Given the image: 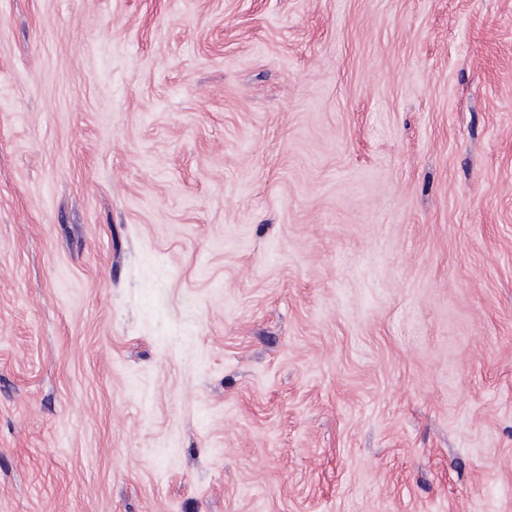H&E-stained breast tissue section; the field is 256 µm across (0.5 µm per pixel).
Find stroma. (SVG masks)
<instances>
[{"mask_svg":"<svg viewBox=\"0 0 512 512\" xmlns=\"http://www.w3.org/2000/svg\"><path fill=\"white\" fill-rule=\"evenodd\" d=\"M0 512H512V0H0Z\"/></svg>","mask_w":512,"mask_h":512,"instance_id":"obj_1","label":"stroma"}]
</instances>
